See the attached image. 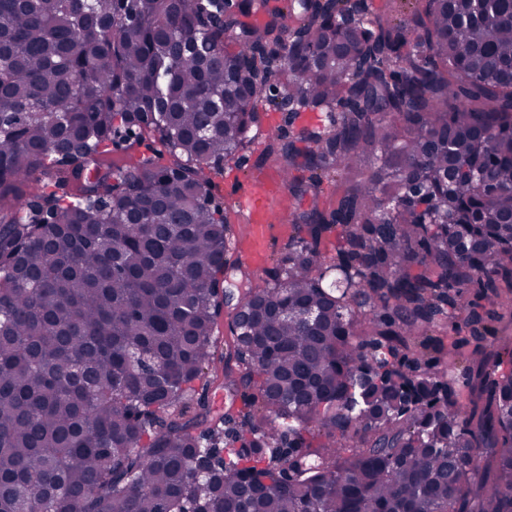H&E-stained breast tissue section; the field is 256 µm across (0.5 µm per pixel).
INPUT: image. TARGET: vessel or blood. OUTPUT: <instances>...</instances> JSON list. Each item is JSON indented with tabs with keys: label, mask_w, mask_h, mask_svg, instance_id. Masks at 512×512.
Returning a JSON list of instances; mask_svg holds the SVG:
<instances>
[{
	"label": "vessel or blood",
	"mask_w": 512,
	"mask_h": 512,
	"mask_svg": "<svg viewBox=\"0 0 512 512\" xmlns=\"http://www.w3.org/2000/svg\"><path fill=\"white\" fill-rule=\"evenodd\" d=\"M284 187V179L278 174L271 180L252 183L249 188L237 190L235 193L237 206L249 221L248 239L244 248L255 268L265 265L269 242L275 230L286 227L279 205Z\"/></svg>",
	"instance_id": "vessel-or-blood-1"
}]
</instances>
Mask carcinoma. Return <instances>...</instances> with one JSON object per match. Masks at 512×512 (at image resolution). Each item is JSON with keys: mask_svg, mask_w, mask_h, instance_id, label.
<instances>
[{"mask_svg": "<svg viewBox=\"0 0 512 512\" xmlns=\"http://www.w3.org/2000/svg\"><path fill=\"white\" fill-rule=\"evenodd\" d=\"M418 3L0 0V201L50 210H0V512H512V0ZM285 99L258 281L211 174ZM153 151L162 156L161 162L163 163L169 164L176 160V157L173 156L167 146L151 133L146 134L141 144L135 145L132 150L128 152L113 151L110 158L112 159V163L120 164L126 159L128 153L153 155Z\"/></svg>", "mask_w": 512, "mask_h": 512, "instance_id": "carcinoma-1", "label": "carcinoma"}]
</instances>
